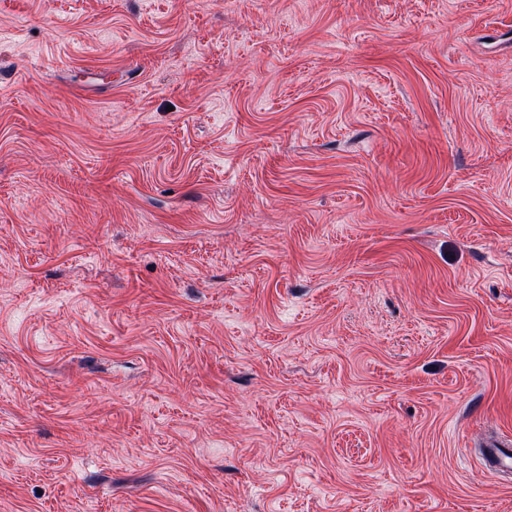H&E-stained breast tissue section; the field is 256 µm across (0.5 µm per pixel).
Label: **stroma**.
I'll use <instances>...</instances> for the list:
<instances>
[{
  "label": "stroma",
  "instance_id": "obj_1",
  "mask_svg": "<svg viewBox=\"0 0 512 512\" xmlns=\"http://www.w3.org/2000/svg\"><path fill=\"white\" fill-rule=\"evenodd\" d=\"M512 0H0V512H512ZM512 442L508 437L495 435L483 439L480 454L489 473L499 476L512 463Z\"/></svg>",
  "mask_w": 512,
  "mask_h": 512
}]
</instances>
